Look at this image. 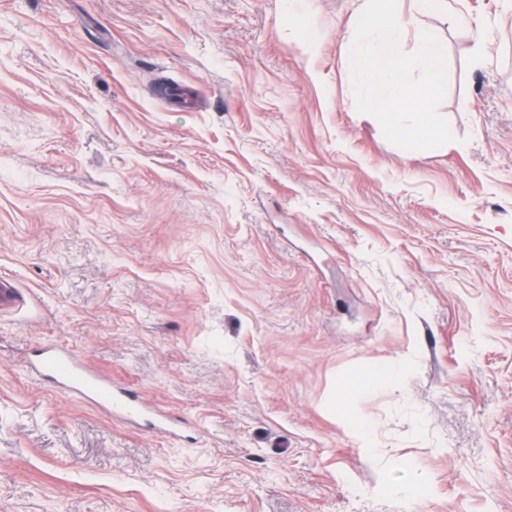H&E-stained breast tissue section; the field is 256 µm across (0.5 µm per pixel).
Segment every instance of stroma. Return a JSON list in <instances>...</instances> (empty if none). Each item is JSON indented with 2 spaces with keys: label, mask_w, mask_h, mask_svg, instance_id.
Segmentation results:
<instances>
[{
  "label": "stroma",
  "mask_w": 512,
  "mask_h": 512,
  "mask_svg": "<svg viewBox=\"0 0 512 512\" xmlns=\"http://www.w3.org/2000/svg\"><path fill=\"white\" fill-rule=\"evenodd\" d=\"M449 2L397 0L448 55L412 150L363 0H0V512H512V0ZM37 356L34 368L72 393L92 397L127 418L135 416L143 408L140 402L112 387L101 374L76 362L63 350L45 349Z\"/></svg>",
  "instance_id": "stroma-1"
}]
</instances>
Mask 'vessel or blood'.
Instances as JSON below:
<instances>
[{
  "mask_svg": "<svg viewBox=\"0 0 512 512\" xmlns=\"http://www.w3.org/2000/svg\"><path fill=\"white\" fill-rule=\"evenodd\" d=\"M34 367L43 375L52 378L59 386L72 393L94 398L124 417H133L142 409L140 402L112 387L101 374L76 362L65 351L43 350L36 359Z\"/></svg>",
  "mask_w": 512,
  "mask_h": 512,
  "instance_id": "vessel-or-blood-1",
  "label": "vessel or blood"
}]
</instances>
